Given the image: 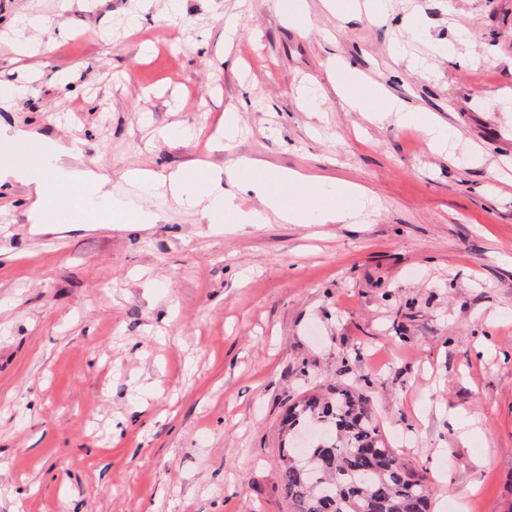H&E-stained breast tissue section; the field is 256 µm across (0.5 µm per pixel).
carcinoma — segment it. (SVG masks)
<instances>
[{"label":"carcinoma","mask_w":512,"mask_h":512,"mask_svg":"<svg viewBox=\"0 0 512 512\" xmlns=\"http://www.w3.org/2000/svg\"><path fill=\"white\" fill-rule=\"evenodd\" d=\"M279 482L290 512H429L432 488L379 437L368 398L338 387L288 408Z\"/></svg>","instance_id":"obj_1"}]
</instances>
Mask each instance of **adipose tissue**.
Returning <instances> with one entry per match:
<instances>
[{"instance_id":"1","label":"adipose tissue","mask_w":512,"mask_h":512,"mask_svg":"<svg viewBox=\"0 0 512 512\" xmlns=\"http://www.w3.org/2000/svg\"><path fill=\"white\" fill-rule=\"evenodd\" d=\"M354 80L355 88L347 92L346 99L355 109L372 113L375 118L395 114L397 120L421 131L428 144L441 149L448 146V131L438 122L424 119L393 100L377 84L356 78L353 69L341 59L332 60L327 76L332 84H339L341 76ZM44 161L41 167H0V186L19 183L27 187L36 205L30 210L34 224H42L39 200L53 193L59 180L68 174L61 164L62 157L81 154L82 145L77 141L43 139ZM240 190L256 195L257 208L244 211L235 203L234 196L224 191L220 172L210 167L194 170L127 171V183L138 186L149 196L171 198L180 206L199 210L210 224L222 223L224 216H232L237 224H265L277 218L284 224H304L313 220L319 224H340L352 221L362 210L369 193L351 182L333 177L310 178L291 171H269L253 159L240 160L232 172ZM88 189L85 209L111 208L114 218L128 224H153L158 214L146 209H132L108 189V177L94 171L76 176Z\"/></svg>"}]
</instances>
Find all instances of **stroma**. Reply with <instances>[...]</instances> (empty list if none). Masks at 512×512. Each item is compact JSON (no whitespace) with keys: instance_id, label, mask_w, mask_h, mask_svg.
Listing matches in <instances>:
<instances>
[{"instance_id":"stroma-1","label":"stroma","mask_w":512,"mask_h":512,"mask_svg":"<svg viewBox=\"0 0 512 512\" xmlns=\"http://www.w3.org/2000/svg\"><path fill=\"white\" fill-rule=\"evenodd\" d=\"M306 4L304 31L274 0H187L169 19L157 0H0V81L35 71L0 122L82 140L70 167L160 216L36 232L24 191L0 192V512H288L281 418L332 384L369 397L434 512H512V0ZM412 13L455 47L428 78L400 57L423 49ZM21 14L54 24L33 37ZM336 57L444 124L448 153L351 109ZM229 108L241 136L206 153ZM243 157L375 203L354 224H209L122 179Z\"/></svg>"}]
</instances>
